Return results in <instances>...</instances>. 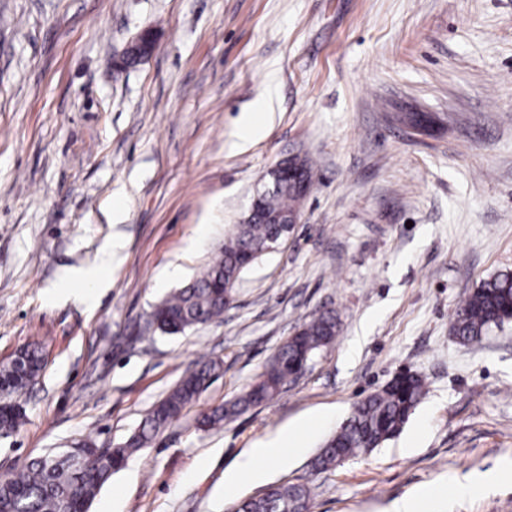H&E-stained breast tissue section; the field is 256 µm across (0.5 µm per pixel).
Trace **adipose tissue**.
Returning <instances> with one entry per match:
<instances>
[{
	"mask_svg": "<svg viewBox=\"0 0 512 512\" xmlns=\"http://www.w3.org/2000/svg\"><path fill=\"white\" fill-rule=\"evenodd\" d=\"M124 247L121 237H113L103 253L98 266L75 271L69 279L78 287L76 300L95 305L101 294L111 286L109 273L112 263ZM324 424L323 417H312L300 421L280 433L269 443L260 448L251 449L245 460L224 476L225 489L231 490L243 481H257L263 476L262 465L269 460L279 464H288L303 449L304 437L319 430Z\"/></svg>",
	"mask_w": 512,
	"mask_h": 512,
	"instance_id": "1",
	"label": "adipose tissue"
}]
</instances>
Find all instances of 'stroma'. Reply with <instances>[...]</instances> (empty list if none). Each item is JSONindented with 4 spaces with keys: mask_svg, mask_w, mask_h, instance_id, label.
I'll use <instances>...</instances> for the list:
<instances>
[{
    "mask_svg": "<svg viewBox=\"0 0 512 512\" xmlns=\"http://www.w3.org/2000/svg\"><path fill=\"white\" fill-rule=\"evenodd\" d=\"M153 53L126 67L131 41ZM270 104L260 139L236 120ZM433 113L434 136L395 119ZM313 166L298 224L236 285L224 319L138 340L147 313L194 279L243 223L267 173ZM208 235L196 241L198 225ZM125 260L95 309L53 301L64 270ZM179 277L162 282L170 265ZM512 271V0H0V363L45 367L0 435V473L90 441L123 445L200 360L222 367L131 454L90 512H233L311 481L312 512H388L421 489L430 512H512V482L447 493L450 477L512 461V322L476 346L458 304ZM340 321L294 385L216 428L312 314ZM401 370L427 393L383 447L315 475L354 404ZM328 421L288 467L224 488L248 449Z\"/></svg>",
    "mask_w": 512,
    "mask_h": 512,
    "instance_id": "35a3bbf8",
    "label": "stroma"
}]
</instances>
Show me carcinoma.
<instances>
[{"mask_svg": "<svg viewBox=\"0 0 512 512\" xmlns=\"http://www.w3.org/2000/svg\"><path fill=\"white\" fill-rule=\"evenodd\" d=\"M294 174L271 179L259 194L260 208L240 224L192 283L157 303L145 319L143 330L174 334L224 317L226 297H234L241 274L272 246L275 225L271 218L287 221L299 216L301 200L313 183L308 159L293 160ZM512 320V272L483 281L461 302L451 322L453 336L463 345L481 341L494 328ZM339 322L331 311L305 321L272 356L260 379L234 402L214 406L203 415L201 426L213 428L247 409L278 397L310 366L318 353L331 345ZM45 366L36 347L19 350V361L0 367V391L22 393ZM220 361H200L163 399L154 405L138 432L120 448H98L93 459L75 466H51L34 458L0 483V512H88L97 492L119 471L133 452L178 418L215 375ZM425 394L423 379L415 373L394 377L381 389L357 402L346 422L321 447L312 461L316 473L368 453L398 436ZM311 488L306 483H281L268 487L259 498L240 502L238 512H310Z\"/></svg>", "mask_w": 512, "mask_h": 512, "instance_id": "obj_1", "label": "carcinoma"}]
</instances>
